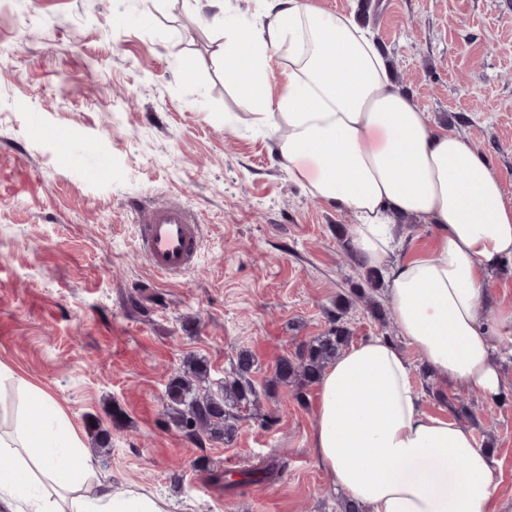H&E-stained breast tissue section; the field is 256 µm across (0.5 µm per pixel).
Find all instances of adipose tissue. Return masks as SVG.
Wrapping results in <instances>:
<instances>
[{"mask_svg": "<svg viewBox=\"0 0 512 512\" xmlns=\"http://www.w3.org/2000/svg\"><path fill=\"white\" fill-rule=\"evenodd\" d=\"M266 24L224 19V80L257 122L287 124L277 154L309 192L352 210L350 233L387 277L401 336L453 386L494 399L505 383L482 328L487 273L512 258V202L487 159L434 128L393 82L354 16L315 0H263ZM288 53L277 96L266 72ZM432 225L428 256L395 259L393 215ZM312 448L317 466L363 512H499L492 461L468 424L427 414L410 361L386 337L353 344L324 370ZM68 455L71 465L60 469ZM0 512H168L134 484L94 479L61 410L30 390L0 434Z\"/></svg>", "mask_w": 512, "mask_h": 512, "instance_id": "obj_1", "label": "adipose tissue"}]
</instances>
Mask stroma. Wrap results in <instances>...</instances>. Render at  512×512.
I'll return each mask as SVG.
<instances>
[{"instance_id":"35a3bbf8","label":"stroma","mask_w":512,"mask_h":512,"mask_svg":"<svg viewBox=\"0 0 512 512\" xmlns=\"http://www.w3.org/2000/svg\"><path fill=\"white\" fill-rule=\"evenodd\" d=\"M369 27L404 91L435 127L482 152L512 200V0H374ZM261 23V0H6L0 5V391L49 394L96 473L159 495L171 512H339L312 448L318 388L269 386L277 360L324 333L363 287L340 236L354 214L315 200L281 163L282 131L224 82L220 11ZM67 128L60 160L31 116ZM107 158L111 181L78 172ZM199 219L195 268L155 273L137 219L162 202ZM483 321L508 386L466 392L496 498L512 512V260L490 269ZM353 340L398 335L363 303ZM258 360L256 411L235 439L197 444L165 425L166 385L204 361L219 391L237 351ZM275 415L272 426L258 418ZM110 430L98 453L95 428ZM281 452L287 470L239 492L225 480ZM208 470H199L197 459Z\"/></svg>"}]
</instances>
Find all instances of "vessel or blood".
Returning a JSON list of instances; mask_svg holds the SVG:
<instances>
[{
	"mask_svg": "<svg viewBox=\"0 0 512 512\" xmlns=\"http://www.w3.org/2000/svg\"><path fill=\"white\" fill-rule=\"evenodd\" d=\"M139 247L151 267L174 277L192 269L201 240L199 226L184 207L162 204L154 207L138 225Z\"/></svg>",
	"mask_w": 512,
	"mask_h": 512,
	"instance_id": "vessel-or-blood-1",
	"label": "vessel or blood"
}]
</instances>
